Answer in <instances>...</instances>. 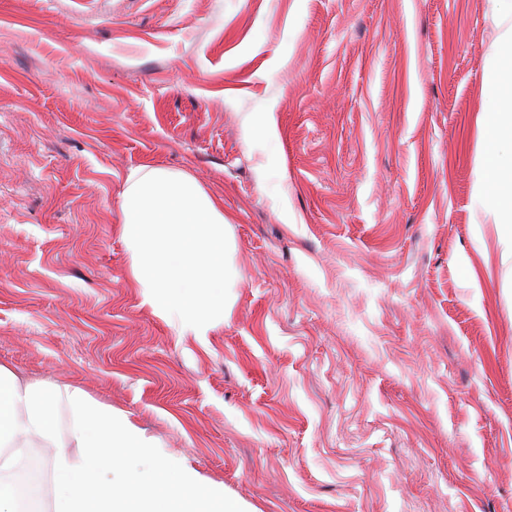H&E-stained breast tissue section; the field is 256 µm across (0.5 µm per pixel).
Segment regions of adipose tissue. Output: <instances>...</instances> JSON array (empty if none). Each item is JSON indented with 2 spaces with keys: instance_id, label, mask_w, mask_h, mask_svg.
Here are the masks:
<instances>
[{
  "instance_id": "obj_1",
  "label": "adipose tissue",
  "mask_w": 512,
  "mask_h": 512,
  "mask_svg": "<svg viewBox=\"0 0 512 512\" xmlns=\"http://www.w3.org/2000/svg\"><path fill=\"white\" fill-rule=\"evenodd\" d=\"M478 127L512 131V80L485 93ZM481 190L493 193L494 223H512V156L487 147ZM120 222L133 278L145 302L205 335L224 315L228 270L224 204L194 176L156 163L131 168L120 194ZM70 412L68 444L55 439L59 407ZM51 454L42 474L19 461L33 440ZM0 512H246L222 486L191 466L162 457L124 414L79 386L23 382L0 365Z\"/></svg>"
}]
</instances>
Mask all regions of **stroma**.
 I'll return each instance as SVG.
<instances>
[{
    "label": "stroma",
    "mask_w": 512,
    "mask_h": 512,
    "mask_svg": "<svg viewBox=\"0 0 512 512\" xmlns=\"http://www.w3.org/2000/svg\"><path fill=\"white\" fill-rule=\"evenodd\" d=\"M496 35L488 0H0V365L248 512H512V262L476 192ZM147 161L231 219L203 336L133 280Z\"/></svg>",
    "instance_id": "stroma-1"
}]
</instances>
